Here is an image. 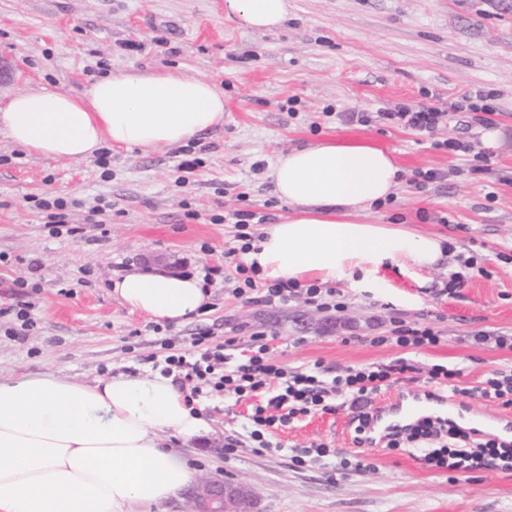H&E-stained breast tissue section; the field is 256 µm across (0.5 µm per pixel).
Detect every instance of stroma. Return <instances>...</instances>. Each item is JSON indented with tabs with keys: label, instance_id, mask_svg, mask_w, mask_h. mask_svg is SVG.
<instances>
[{
	"label": "stroma",
	"instance_id": "1",
	"mask_svg": "<svg viewBox=\"0 0 512 512\" xmlns=\"http://www.w3.org/2000/svg\"><path fill=\"white\" fill-rule=\"evenodd\" d=\"M0 108L21 92L83 95L117 69L177 68L224 91V125L187 145L195 170L177 175L173 149H112L86 160L26 152L0 133V304H32L31 330L0 317V376L60 373L77 380L123 371L156 373L164 340L183 346L199 334L233 339V357L250 349L252 328L277 331L273 359L291 369L323 361L330 370L387 364L400 349L370 345L388 318L430 322L442 340L410 354L413 371L394 375L390 390L426 385L433 364L461 368L462 404L491 415L512 406L478 390L492 371L512 366V350L474 341L480 331L512 336V150L487 148L484 134L512 130V0H289L274 32L238 29L224 0H0ZM490 96L487 122L450 105ZM390 103L431 104L446 116L434 135L381 121L348 122L350 112ZM361 139L396 151L405 184L371 214L378 224L445 237L448 260L429 270L395 266L379 272L380 292L349 296L343 317L296 299L285 306L233 296L225 256L235 228L224 213L245 210L277 223L288 207L264 167L288 148L334 138ZM470 145L454 155L442 143ZM491 171L463 175L475 152ZM443 180L415 185L417 172ZM68 202V230L53 232L35 200ZM474 258L463 288L445 294L448 273ZM207 277L203 313L167 332L130 312L112 283L134 269ZM23 278L27 287L14 288ZM215 433L184 451L196 476L252 486L255 512H512V472L458 475L426 468L407 451L350 448L339 426L354 411L337 404L278 433L279 454L258 453L248 438L250 401L216 393L196 399ZM239 443L236 455L224 444ZM325 442L373 469L339 476L292 463V449Z\"/></svg>",
	"mask_w": 512,
	"mask_h": 512
}]
</instances>
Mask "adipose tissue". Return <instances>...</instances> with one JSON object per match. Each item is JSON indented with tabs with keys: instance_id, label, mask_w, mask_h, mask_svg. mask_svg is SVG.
I'll use <instances>...</instances> for the list:
<instances>
[{
	"instance_id": "1",
	"label": "adipose tissue",
	"mask_w": 512,
	"mask_h": 512,
	"mask_svg": "<svg viewBox=\"0 0 512 512\" xmlns=\"http://www.w3.org/2000/svg\"><path fill=\"white\" fill-rule=\"evenodd\" d=\"M224 14L253 32L279 28L288 0H224ZM224 124V92L178 71L117 70L84 95L21 93L0 111L17 146L48 158L82 160L112 148L182 145ZM393 150L318 142L279 153L267 169L290 214L261 229L247 262L264 277L378 287L381 268H434L446 239L374 224L369 215L401 185ZM130 311L179 323L203 310L202 279L132 272L112 284ZM171 377L119 372L91 382L52 373L0 378V512H167L195 472L173 437L211 434Z\"/></svg>"
}]
</instances>
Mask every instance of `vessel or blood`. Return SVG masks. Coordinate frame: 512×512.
I'll return each instance as SVG.
<instances>
[{"label":"vessel or blood","instance_id":"vessel-or-blood-1","mask_svg":"<svg viewBox=\"0 0 512 512\" xmlns=\"http://www.w3.org/2000/svg\"><path fill=\"white\" fill-rule=\"evenodd\" d=\"M426 420L453 424L475 437H492L504 443L512 441V424L482 411L460 412L453 397L429 388L380 401L362 432H346L345 438L356 448L380 445Z\"/></svg>","mask_w":512,"mask_h":512}]
</instances>
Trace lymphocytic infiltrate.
<instances>
[{"label": "lymphocytic infiltrate", "instance_id": "f902f5d3", "mask_svg": "<svg viewBox=\"0 0 512 512\" xmlns=\"http://www.w3.org/2000/svg\"><path fill=\"white\" fill-rule=\"evenodd\" d=\"M378 116L410 129L421 138L429 137L444 118L443 112L434 106H396L379 110ZM252 218L251 212L243 210L226 216L236 228L235 244L226 252L227 257L234 260L232 273L237 282L234 295L248 299L256 294L264 303L280 306L301 298L323 311L344 312L347 297L337 289L303 285L292 279H260L259 268L246 261L256 240ZM390 324L387 335L371 338V345L396 347L406 353L438 345L441 341L438 330L430 324L411 323L398 317L391 318ZM275 336L271 329L253 330L248 354L235 364L230 363L224 346H210L202 336L192 340L189 348L170 352L164 358L167 372L183 373L185 378L202 382L224 396L238 400L266 396V404L252 408L249 437L256 447L269 454L281 450L280 442L274 439L276 430L288 427L297 417L311 412L332 411V399H348L357 421H365L371 412L373 395L389 385L393 374L409 369L404 355L389 365L349 367L331 378L327 377V369L319 360L304 369L291 371L271 358L269 341ZM387 447L414 449L429 468L440 471H512V444L506 445L493 438L475 440L450 424L424 422L410 435L388 440ZM291 459L300 466L329 465L341 475L367 468L364 461L343 457L323 442L293 449Z\"/></svg>", "mask_w": 512, "mask_h": 512}]
</instances>
